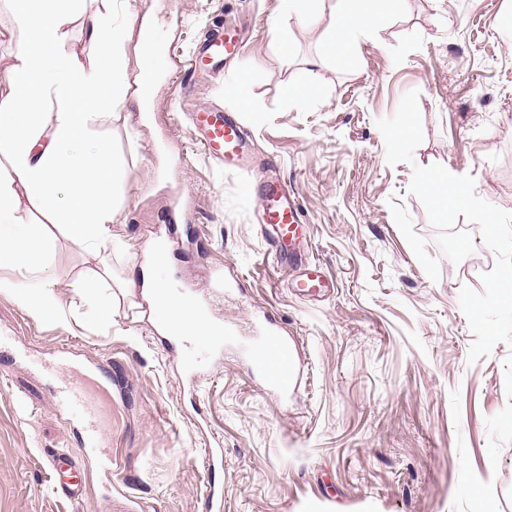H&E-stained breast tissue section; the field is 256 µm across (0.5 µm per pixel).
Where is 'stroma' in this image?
Segmentation results:
<instances>
[{
  "instance_id": "1",
  "label": "stroma",
  "mask_w": 512,
  "mask_h": 512,
  "mask_svg": "<svg viewBox=\"0 0 512 512\" xmlns=\"http://www.w3.org/2000/svg\"><path fill=\"white\" fill-rule=\"evenodd\" d=\"M338 6L112 0L124 28L155 12L160 79L149 114L127 101L94 127L93 144L125 163L115 250L94 253L18 199L19 220L56 239L59 309L38 323L0 295V512H206L213 482L223 512H512V286L501 285L512 270V0H384L344 66L326 51ZM101 8L79 0L67 25L69 51L94 68L86 28ZM224 22L241 28L242 53L195 81L188 60ZM293 87L317 97L301 105ZM202 107L238 112L257 166L301 204L303 262L326 289L295 288L299 268L269 254L245 175L193 135L188 115ZM430 172L465 181L469 202L443 216L440 188L419 180ZM158 227L170 258L160 277L233 291L213 316L235 340L193 384L183 344L139 316V289L122 290ZM105 268L108 314L78 288ZM268 321L298 347L285 393L248 353ZM63 354L95 366L109 396L111 471L40 371ZM51 448L81 464L84 500L52 494ZM211 448L222 469H208Z\"/></svg>"
}]
</instances>
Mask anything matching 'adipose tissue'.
I'll return each instance as SVG.
<instances>
[{"mask_svg":"<svg viewBox=\"0 0 512 512\" xmlns=\"http://www.w3.org/2000/svg\"><path fill=\"white\" fill-rule=\"evenodd\" d=\"M75 2L9 0L24 37L6 67V87L0 90V267L24 270L26 276L20 282L0 280V294L41 322L57 315L47 266L55 239L37 225L18 222L16 197L26 192L53 209L73 238L96 251H111L125 169L106 146L91 150L87 143L95 122L112 105L129 99L147 105L154 86L143 74L130 71L128 56L136 54L141 64H149L163 44L153 16H145L134 33L114 27L106 7L94 15L88 41L108 65L87 67L66 52V26ZM370 2L340 0L332 23L334 36L327 45L336 62L345 63L353 39L369 29ZM62 188L67 195L60 205L56 195ZM143 279L152 323L169 319L172 336L205 332V321L168 295L152 272H145Z\"/></svg>","mask_w":512,"mask_h":512,"instance_id":"adipose-tissue-1","label":"adipose tissue"}]
</instances>
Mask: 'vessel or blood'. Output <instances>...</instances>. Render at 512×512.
<instances>
[{
	"instance_id": "b4317fda",
	"label": "vessel or blood",
	"mask_w": 512,
	"mask_h": 512,
	"mask_svg": "<svg viewBox=\"0 0 512 512\" xmlns=\"http://www.w3.org/2000/svg\"><path fill=\"white\" fill-rule=\"evenodd\" d=\"M239 46L237 30L223 29L202 44L198 57L209 66L215 67L235 58ZM191 123L205 153L212 160L222 163L230 171L248 169V136L235 113L204 108L192 113ZM246 190L259 205L261 223L272 226L274 230L269 244L275 258L281 260L300 254L305 241V215L300 203L291 196L286 185L279 180L265 177L249 180ZM261 343L266 347H276L286 360L295 358L287 337L281 336L275 327H265ZM189 346L190 351L185 354L184 363L188 371L192 372L197 367L200 353H222L224 338L207 333L191 337ZM44 371L55 381L54 392L58 406L79 414L85 448L101 452L102 469H111L112 456L106 451L111 436L100 409L91 399L95 381L89 367L63 355L46 365ZM46 466L49 485L56 496L71 502L83 499V473L75 460L64 452L54 450L47 453Z\"/></svg>"
}]
</instances>
